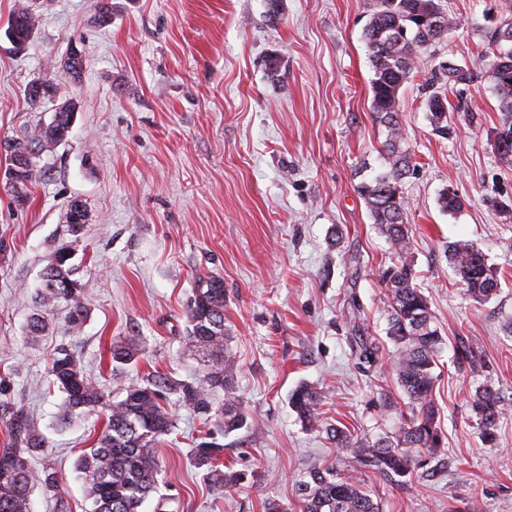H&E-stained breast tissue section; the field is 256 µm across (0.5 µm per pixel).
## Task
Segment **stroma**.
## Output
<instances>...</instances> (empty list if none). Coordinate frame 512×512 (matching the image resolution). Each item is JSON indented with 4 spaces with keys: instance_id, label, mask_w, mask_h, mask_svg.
I'll list each match as a JSON object with an SVG mask.
<instances>
[{
    "instance_id": "stroma-1",
    "label": "stroma",
    "mask_w": 512,
    "mask_h": 512,
    "mask_svg": "<svg viewBox=\"0 0 512 512\" xmlns=\"http://www.w3.org/2000/svg\"><path fill=\"white\" fill-rule=\"evenodd\" d=\"M38 15L17 49L4 31L18 5ZM458 22L423 50L401 91L403 146L413 168L408 203L416 283L444 340L434 388L444 446L430 475L391 482L359 478L381 512H512V412L498 440L483 444L470 401L491 385L512 397V164L495 147L499 102L486 65L495 27L512 0H441ZM0 0V141L49 123L56 107L74 118L66 140L49 145L29 199L0 183V399L24 408L47 447L35 470L52 467L59 492L35 491L32 512H88L75 463L104 422L95 410L72 425L57 420L62 394L49 374L68 346L111 398L154 372L189 383L205 372L185 351V312L199 277L224 280V328L234 385L247 416L225 436L221 463L245 479L218 488L193 462L208 431L189 406L170 400L175 430L157 449L167 512H265L275 500L302 512L297 482L315 462L341 465L322 426L305 427L289 405L302 384L324 401L323 423L376 439L394 431L404 396L391 369L387 289L392 249L357 188L382 169L383 128L371 110L364 0ZM82 47L86 68L72 83L60 62ZM279 58L278 75L266 67ZM475 74L448 86L453 136L432 131L426 81L440 62ZM53 100L31 105L34 77ZM456 190L460 211L439 205ZM81 200L85 230L71 265L87 319L78 334L66 313L28 341L42 273L68 242L66 206ZM474 242L495 267L498 295L470 300L448 263V247ZM135 336V362L111 359L112 343ZM372 345V360L360 356Z\"/></svg>"
}]
</instances>
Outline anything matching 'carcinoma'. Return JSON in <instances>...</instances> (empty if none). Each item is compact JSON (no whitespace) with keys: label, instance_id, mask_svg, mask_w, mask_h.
Masks as SVG:
<instances>
[{"label":"carcinoma","instance_id":"cac0c4a2","mask_svg":"<svg viewBox=\"0 0 512 512\" xmlns=\"http://www.w3.org/2000/svg\"><path fill=\"white\" fill-rule=\"evenodd\" d=\"M369 21L364 28L372 79V112L385 129L382 144L384 171L360 185L359 191L379 229L389 239L397 263L383 272L388 291L387 335L395 347L392 370L407 399V413L392 436L370 442L349 431L330 429L336 448L345 456L351 475H342L331 464L313 463L299 481L297 491L303 512H380L379 503L365 491L354 476L372 468L386 478L411 477L427 465V460L443 446L433 399L434 368L442 344L426 296L415 283L410 259L411 239L407 224V202L401 185L412 166L410 153L402 147L399 122L401 91L412 78L417 54L427 46L448 37L457 26L456 19L441 8L439 0H369ZM8 26L18 42L27 44L37 26V15L28 6L12 13ZM491 41L500 45L490 68L499 100L501 118L496 135L512 136V21H505L491 33ZM85 56L67 57L63 72L73 83L81 79ZM441 71L430 78L431 85L442 81L459 84L473 81L474 75L453 63L440 65ZM431 124L440 137L453 134L448 125V99L435 90L425 102ZM71 125V110L58 107L50 123L37 124L23 139H6L0 149L33 150L32 170L20 186L8 184L15 201L29 200L28 183L37 174V159L48 144L63 141ZM73 248H59L46 268L39 298L40 310L27 322L30 336L40 335L45 314L56 308L67 311L66 324L79 333L86 308L78 281L67 266ZM448 261L471 299L485 303L500 288L497 272L472 242L458 240L448 249ZM224 284L217 276L201 277L187 305L186 336L188 348L208 363V370L197 384L177 382L161 373L143 383L122 389V397L112 402L101 387L82 370L74 354L61 348L52 359L53 382L64 394L59 409L64 423L81 413L101 406L106 408L105 427L97 442L78 461L77 470L92 503L91 512H141L143 504L156 489V449L161 439L174 428V416L164 405L168 394L215 422L223 433L243 427L246 417L233 386L235 363L224 352ZM139 354V339L126 336L112 344V361L126 364ZM224 391V402L214 407L211 393ZM321 394L308 385L299 386L290 404L299 419L310 426L319 422ZM512 406L501 391L484 386L475 391L471 409L482 441H497L498 423ZM0 424L7 428L10 445L0 448V512H30V497L38 487L57 488L54 473L33 470L31 460L44 453L45 439L33 420L21 408L0 400ZM223 445L203 439L193 448L198 466L206 468L221 485L240 480L235 472L218 469Z\"/></svg>","mask_w":512,"mask_h":512}]
</instances>
